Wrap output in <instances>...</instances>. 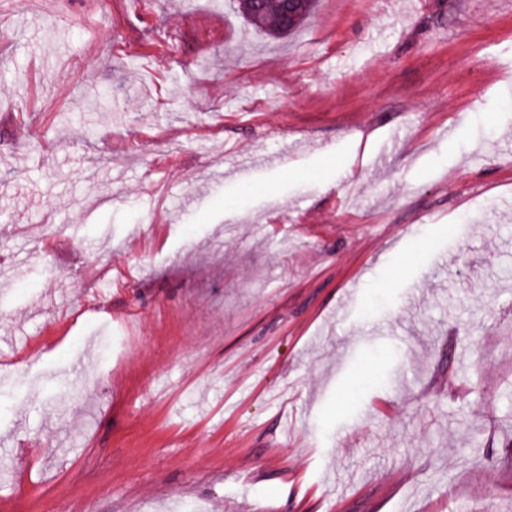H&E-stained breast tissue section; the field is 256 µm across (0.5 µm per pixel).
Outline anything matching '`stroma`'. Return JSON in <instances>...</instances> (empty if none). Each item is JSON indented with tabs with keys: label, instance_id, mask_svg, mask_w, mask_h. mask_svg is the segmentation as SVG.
Returning <instances> with one entry per match:
<instances>
[{
	"label": "stroma",
	"instance_id": "1",
	"mask_svg": "<svg viewBox=\"0 0 512 512\" xmlns=\"http://www.w3.org/2000/svg\"><path fill=\"white\" fill-rule=\"evenodd\" d=\"M1 293L0 512H512V0H0ZM249 1H261V0H249ZM281 0H263L261 1L259 8L252 12V14L248 13L245 8L249 6L244 2V0H237V8L243 14L250 15V24L257 29L268 30L277 33L288 32L289 30L295 28L310 12L312 8V1L306 0V3L303 5L301 13L297 16L300 11L304 0H282L283 1V10L281 5ZM285 17V18H284ZM296 17V18H295ZM295 18V19H294ZM286 21H291L287 25Z\"/></svg>",
	"mask_w": 512,
	"mask_h": 512
}]
</instances>
